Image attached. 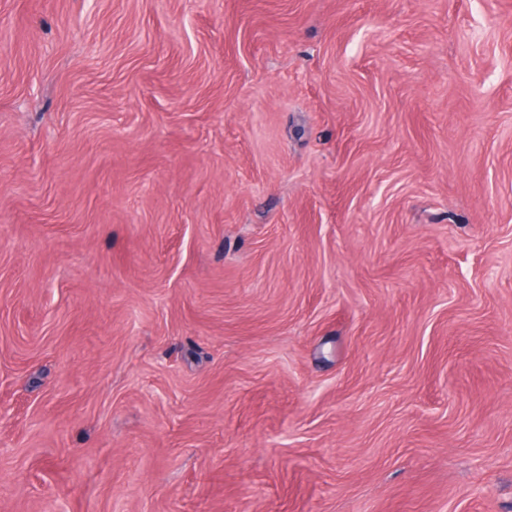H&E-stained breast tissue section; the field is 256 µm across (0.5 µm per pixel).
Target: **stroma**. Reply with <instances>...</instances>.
<instances>
[{
    "label": "stroma",
    "instance_id": "obj_1",
    "mask_svg": "<svg viewBox=\"0 0 512 512\" xmlns=\"http://www.w3.org/2000/svg\"><path fill=\"white\" fill-rule=\"evenodd\" d=\"M0 512H512V0H0Z\"/></svg>",
    "mask_w": 512,
    "mask_h": 512
}]
</instances>
